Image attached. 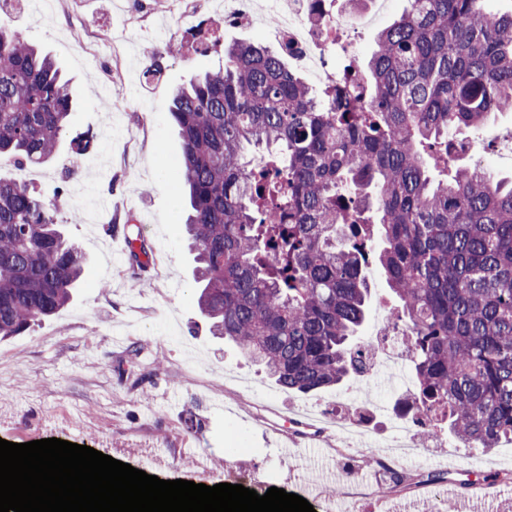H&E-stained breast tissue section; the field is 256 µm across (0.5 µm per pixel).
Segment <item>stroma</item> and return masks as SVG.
<instances>
[{"mask_svg":"<svg viewBox=\"0 0 512 512\" xmlns=\"http://www.w3.org/2000/svg\"><path fill=\"white\" fill-rule=\"evenodd\" d=\"M263 13L257 30L219 25L221 43L199 52V38L161 9V0H81L74 15L31 18L18 13L11 24L57 62L74 93L66 145L57 157L28 174L37 195L56 199L58 223L87 258L72 302L18 336L0 340V397L13 400L0 419V438L14 443L58 438L87 445L140 467L144 447L162 450L169 461L164 480L198 478L200 464L235 476L265 494L277 487L299 493L291 467L304 482L340 489L358 499V512L393 507L388 475L364 466L363 445L339 450L338 431L306 413L335 410L346 388L308 394L281 388L238 349L211 334L200 315L193 255L185 227V203L168 174L180 139L168 112L174 91L196 75L221 65L224 48L237 41L262 42L277 24ZM167 24L170 41L156 40L152 25ZM76 26L100 38L98 53L69 39ZM160 68L146 76L150 64ZM128 70L123 84L109 85L114 67ZM126 109L115 112V102ZM486 156L500 176L512 175V116L480 131ZM88 139L86 152L70 139ZM110 200L109 212L87 206L86 194ZM133 218L157 264L135 277L129 260L111 261L105 226ZM371 294L360 328L368 335L397 304L378 267L369 269ZM417 456L398 464L413 483L408 497L416 512H448L467 503L461 472L469 451L455 437L431 446L426 427L411 425ZM484 475L497 492L500 512H512V441L483 456ZM444 473V482L426 478ZM303 482V483H304Z\"/></svg>","mask_w":512,"mask_h":512,"instance_id":"1","label":"stroma"}]
</instances>
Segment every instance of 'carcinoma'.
I'll return each instance as SVG.
<instances>
[{
	"instance_id": "carcinoma-1",
	"label": "carcinoma",
	"mask_w": 512,
	"mask_h": 512,
	"mask_svg": "<svg viewBox=\"0 0 512 512\" xmlns=\"http://www.w3.org/2000/svg\"><path fill=\"white\" fill-rule=\"evenodd\" d=\"M406 2L368 62L345 65L365 110L289 70L288 41L224 48L173 96L175 185L212 335L288 391L337 387L372 356V260L413 349V422L440 417L487 451L512 440V178L448 169V131L512 112V11ZM72 107L55 60L0 24V169L53 158ZM252 145L275 149L268 167H250ZM55 208L0 175V338L59 312L82 277ZM127 236L141 268L139 227Z\"/></svg>"
}]
</instances>
